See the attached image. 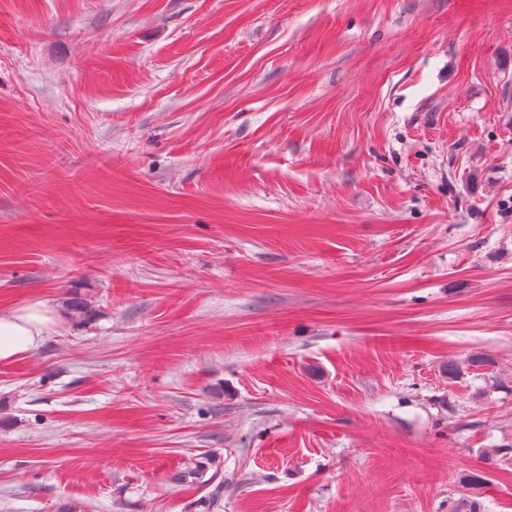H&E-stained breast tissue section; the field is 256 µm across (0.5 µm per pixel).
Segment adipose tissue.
<instances>
[{"mask_svg":"<svg viewBox=\"0 0 512 512\" xmlns=\"http://www.w3.org/2000/svg\"><path fill=\"white\" fill-rule=\"evenodd\" d=\"M60 322L59 315L40 303L0 313V363L36 349Z\"/></svg>","mask_w":512,"mask_h":512,"instance_id":"1","label":"adipose tissue"}]
</instances>
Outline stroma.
<instances>
[{"mask_svg":"<svg viewBox=\"0 0 512 512\" xmlns=\"http://www.w3.org/2000/svg\"><path fill=\"white\" fill-rule=\"evenodd\" d=\"M74 297L0 512H512V0H0V313Z\"/></svg>","mask_w":512,"mask_h":512,"instance_id":"stroma-1","label":"stroma"}]
</instances>
